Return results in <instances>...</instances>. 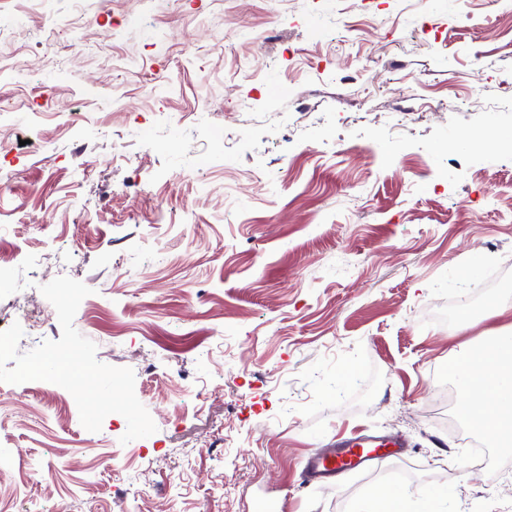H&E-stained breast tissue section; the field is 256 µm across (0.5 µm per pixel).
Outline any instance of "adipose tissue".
<instances>
[{"label":"adipose tissue","instance_id":"adipose-tissue-1","mask_svg":"<svg viewBox=\"0 0 512 512\" xmlns=\"http://www.w3.org/2000/svg\"><path fill=\"white\" fill-rule=\"evenodd\" d=\"M499 319L457 360L454 375L462 387L460 409L470 427L491 438L498 448L512 447V303L491 307Z\"/></svg>","mask_w":512,"mask_h":512}]
</instances>
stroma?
<instances>
[{
  "label": "stroma",
  "instance_id": "stroma-1",
  "mask_svg": "<svg viewBox=\"0 0 512 512\" xmlns=\"http://www.w3.org/2000/svg\"><path fill=\"white\" fill-rule=\"evenodd\" d=\"M491 125L512 0H0V512H512L453 374L512 298V156L453 165ZM357 427L408 446L304 483ZM413 492L409 490H382L360 500L354 512H404L402 499H407Z\"/></svg>",
  "mask_w": 512,
  "mask_h": 512
}]
</instances>
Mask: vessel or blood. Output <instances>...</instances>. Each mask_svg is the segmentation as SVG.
Segmentation results:
<instances>
[{
	"label": "vessel or blood",
	"mask_w": 512,
	"mask_h": 512,
	"mask_svg": "<svg viewBox=\"0 0 512 512\" xmlns=\"http://www.w3.org/2000/svg\"><path fill=\"white\" fill-rule=\"evenodd\" d=\"M401 445V440L389 436L350 437L310 458L305 470L314 479L330 477L351 468L365 467L370 461L378 459L380 449L392 451Z\"/></svg>",
	"instance_id": "obj_1"
}]
</instances>
